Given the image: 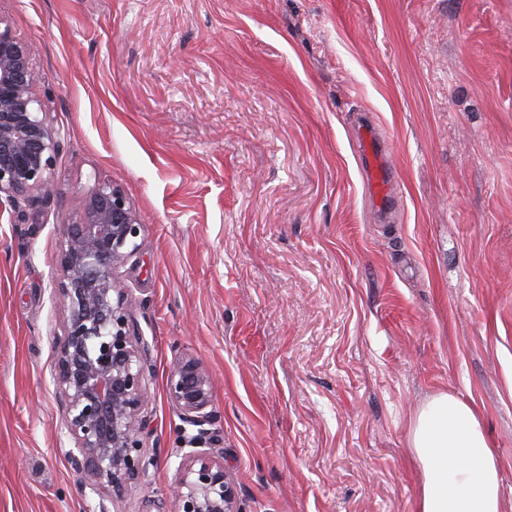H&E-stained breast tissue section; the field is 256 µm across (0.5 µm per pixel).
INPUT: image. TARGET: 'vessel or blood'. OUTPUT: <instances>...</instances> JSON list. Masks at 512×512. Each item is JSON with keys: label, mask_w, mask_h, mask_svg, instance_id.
<instances>
[{"label": "vessel or blood", "mask_w": 512, "mask_h": 512, "mask_svg": "<svg viewBox=\"0 0 512 512\" xmlns=\"http://www.w3.org/2000/svg\"><path fill=\"white\" fill-rule=\"evenodd\" d=\"M356 152L370 189L371 201L380 216L390 215L398 200L394 172L383 141L370 123H362L355 138Z\"/></svg>", "instance_id": "1"}]
</instances>
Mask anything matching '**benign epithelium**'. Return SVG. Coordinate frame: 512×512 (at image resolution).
Instances as JSON below:
<instances>
[{"instance_id":"benign-epithelium-1","label":"benign epithelium","mask_w":512,"mask_h":512,"mask_svg":"<svg viewBox=\"0 0 512 512\" xmlns=\"http://www.w3.org/2000/svg\"><path fill=\"white\" fill-rule=\"evenodd\" d=\"M38 75L28 51L8 25L0 26V196L14 209L47 195L50 173L64 147L36 93ZM140 224L123 190L95 186L81 210L63 225L57 281L66 311L52 376L73 442L71 459L81 485L121 498L144 475L149 400L141 354L133 337L125 289L117 269L137 249ZM211 373L178 356L166 391L186 422L200 427L192 443L206 444L212 404ZM173 512H243L224 462L208 450L187 456L170 489Z\"/></svg>"}]
</instances>
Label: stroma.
<instances>
[{
    "label": "stroma",
    "mask_w": 512,
    "mask_h": 512,
    "mask_svg": "<svg viewBox=\"0 0 512 512\" xmlns=\"http://www.w3.org/2000/svg\"><path fill=\"white\" fill-rule=\"evenodd\" d=\"M65 149L0 207V512H172L195 426L245 512H413L408 422L480 412L512 512V0H0ZM372 115L400 206L353 146ZM142 224L117 276L150 399L145 474L80 490L51 366L63 224L96 184ZM211 373L190 357L178 356L169 370L166 391L171 403L186 422L204 426L209 422L206 410L212 404Z\"/></svg>",
    "instance_id": "stroma-1"
}]
</instances>
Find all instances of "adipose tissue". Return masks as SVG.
Returning <instances> with one entry per match:
<instances>
[{
  "instance_id": "adipose-tissue-1",
  "label": "adipose tissue",
  "mask_w": 512,
  "mask_h": 512,
  "mask_svg": "<svg viewBox=\"0 0 512 512\" xmlns=\"http://www.w3.org/2000/svg\"><path fill=\"white\" fill-rule=\"evenodd\" d=\"M408 442L420 474L414 512H500L499 470L474 405L433 394L413 414Z\"/></svg>"
}]
</instances>
